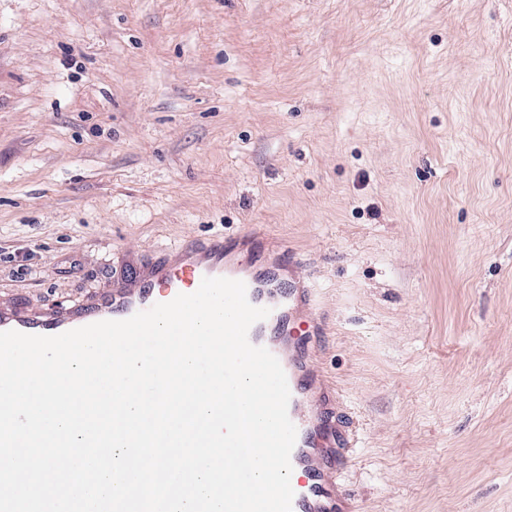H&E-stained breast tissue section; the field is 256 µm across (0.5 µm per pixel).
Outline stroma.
Here are the masks:
<instances>
[{
	"label": "stroma",
	"instance_id": "1",
	"mask_svg": "<svg viewBox=\"0 0 512 512\" xmlns=\"http://www.w3.org/2000/svg\"><path fill=\"white\" fill-rule=\"evenodd\" d=\"M247 232L359 512H512V0H0V304Z\"/></svg>",
	"mask_w": 512,
	"mask_h": 512
}]
</instances>
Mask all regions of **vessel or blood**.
Masks as SVG:
<instances>
[{
	"label": "vessel or blood",
	"instance_id": "vessel-or-blood-1",
	"mask_svg": "<svg viewBox=\"0 0 512 512\" xmlns=\"http://www.w3.org/2000/svg\"><path fill=\"white\" fill-rule=\"evenodd\" d=\"M206 277L243 281L249 302L270 311L250 328L249 340L267 348L287 377L288 414L297 428L291 464L304 472L294 489L292 512H356L354 502L339 485L332 457L333 427L312 409L315 397H326L327 390L318 384L301 347L283 337L295 315L310 308L312 291L304 286L284 287L281 271L275 267L261 272L240 268L223 238L178 247L139 280L116 286L77 309H61L50 317L0 310V331L57 335L98 321L124 320L178 294L195 292Z\"/></svg>",
	"mask_w": 512,
	"mask_h": 512
}]
</instances>
